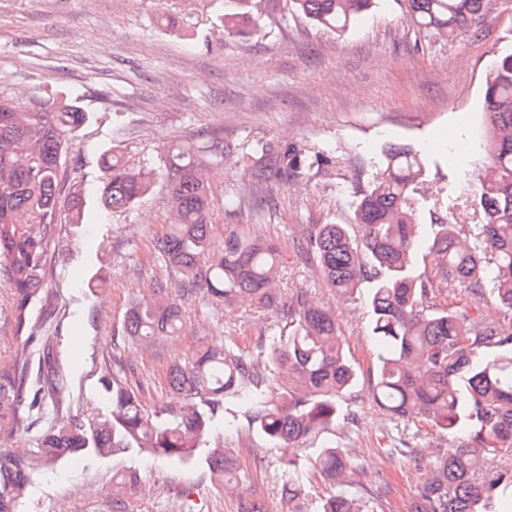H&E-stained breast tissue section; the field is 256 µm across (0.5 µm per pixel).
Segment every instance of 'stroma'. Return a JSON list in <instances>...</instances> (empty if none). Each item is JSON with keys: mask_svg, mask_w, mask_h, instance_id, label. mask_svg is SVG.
Instances as JSON below:
<instances>
[{"mask_svg": "<svg viewBox=\"0 0 512 512\" xmlns=\"http://www.w3.org/2000/svg\"><path fill=\"white\" fill-rule=\"evenodd\" d=\"M224 0H0V81L17 96L58 101L79 97L91 128L79 144L81 165L120 144L126 160H159L172 143L228 140L306 143L329 149L335 161L289 177L258 172L239 157L211 161L204 169L214 191L213 229L223 235L246 223L239 212L245 189L262 184L276 194V212L255 216L258 230L276 240L286 262L283 298L306 294L330 310L359 372L356 420L337 422L334 438L355 466L354 483L395 486L392 512H407L419 479L413 457L386 459L383 448L402 439L413 448H445L451 436L431 422L396 420L371 399L376 349L369 336L365 298L348 299L327 288L301 259L302 224H344L366 169L383 149L408 144L419 150L427 173L419 198L421 243L416 270L433 272L429 233L434 206L456 201L458 223L477 224L468 184L489 122L484 110V72L505 45H512V0H493L472 29L454 40L419 37L399 0L376 9L337 34L280 13L261 16L244 34L217 28ZM164 186L125 217L103 214L89 200L93 221L62 225L79 248L59 263L53 282L59 311L47 330L72 391L71 415L97 412L101 365L119 340L128 302L147 290L161 270L150 256L154 238L167 230ZM186 331L162 344L154 371L181 361L197 342L254 345L270 311L240 303L212 307L195 294L185 304ZM81 345H73V337ZM240 470L263 494L268 512H314L328 492L321 479L287 502L279 460L285 445L237 428L224 432ZM136 470L138 485L120 512H236L233 497L210 479L206 465L187 468L139 455L86 456L63 462L37 478L23 512H113L112 469Z\"/></svg>", "mask_w": 512, "mask_h": 512, "instance_id": "stroma-1", "label": "stroma"}]
</instances>
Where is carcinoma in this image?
I'll return each mask as SVG.
<instances>
[{"mask_svg": "<svg viewBox=\"0 0 512 512\" xmlns=\"http://www.w3.org/2000/svg\"><path fill=\"white\" fill-rule=\"evenodd\" d=\"M418 34L432 42L467 31L488 0H402ZM376 0H285L288 16L343 32L372 10ZM254 0H236L221 24L239 33L253 20ZM13 95L0 88V270L8 284L16 346L0 363V437L40 423L34 446L0 462V512H21L31 482L60 461L83 455L148 453L192 464L202 458L212 475L234 489L237 512H266L217 424L238 426L285 443L311 441L305 462L284 457L288 479L282 497L304 495L303 464L336 491L318 512H389L391 487L373 490L346 480L351 461L326 434L354 416L358 372L348 358L333 314L308 299L281 301L279 246L235 226L219 237L209 221L213 194L202 170L208 159L234 154L214 140L166 148L168 230L152 244L167 278L133 300L123 320L124 346L157 356L160 343L185 329L183 307L193 293L211 304L248 302L276 310L285 327L259 333L252 349L236 343H200L187 360L167 366L166 386L182 395L176 409H151L144 382L128 378L133 365L112 356L98 379L109 409L90 420L66 415L71 391L41 318L54 314L56 259L74 247L61 224L86 223L85 185H95L102 208L128 215L152 196L159 177L148 159L126 161L117 146L103 155L94 176L69 166L88 112L77 99L33 112H13ZM484 103L491 129L476 160L473 204L483 222L459 224L434 211L436 271L417 274L415 201L426 173L424 157L410 145H391L378 162L380 175L360 187L347 224H301V253L327 287L346 298L366 294L370 329L379 346L372 376L373 402L390 417L425 419L460 444L426 454L422 482L408 512H512V463L497 456L512 448V319L474 320L456 290L475 302L487 296L512 312V49L486 72ZM262 172L287 176L325 162L306 144H258L247 154ZM253 213L276 208L261 185L246 196ZM137 482L130 470L112 472L116 501Z\"/></svg>", "mask_w": 512, "mask_h": 512, "instance_id": "obj_1", "label": "carcinoma"}]
</instances>
